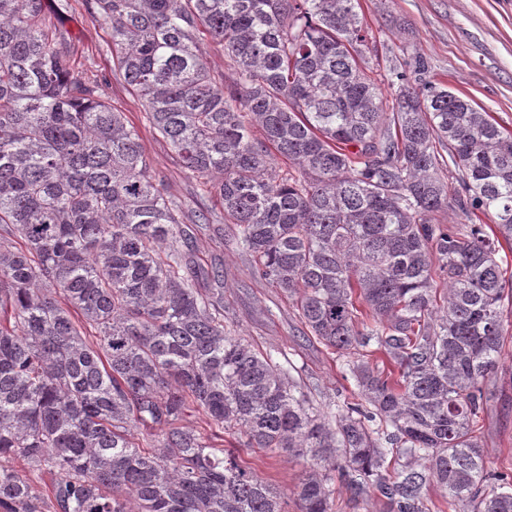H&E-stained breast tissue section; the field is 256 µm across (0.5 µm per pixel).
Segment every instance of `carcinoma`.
Masks as SVG:
<instances>
[{
    "mask_svg": "<svg viewBox=\"0 0 512 512\" xmlns=\"http://www.w3.org/2000/svg\"><path fill=\"white\" fill-rule=\"evenodd\" d=\"M93 2L152 133L307 334L358 355V393L315 408L235 335L223 271L51 21L64 4L0 0V512H285L244 452L311 457L299 512H330L333 472L383 512H431L432 484L512 512L477 435L512 298V131L421 60L386 109L360 0ZM447 208L465 223H435ZM200 47L214 75L230 73V60L224 57V46L214 41L208 34L201 36Z\"/></svg>",
    "mask_w": 512,
    "mask_h": 512,
    "instance_id": "1",
    "label": "carcinoma"
}]
</instances>
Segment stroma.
I'll return each mask as SVG.
<instances>
[{
    "instance_id": "1",
    "label": "stroma",
    "mask_w": 512,
    "mask_h": 512,
    "mask_svg": "<svg viewBox=\"0 0 512 512\" xmlns=\"http://www.w3.org/2000/svg\"><path fill=\"white\" fill-rule=\"evenodd\" d=\"M61 24L72 33L73 57L95 80L101 97L125 113L137 128L152 170L167 192L189 213L207 214L194 241L197 256L224 272V314L262 352L300 382L319 408L338 394L355 390L344 357L307 338L295 306L277 288L257 277L234 225L196 178L178 163L170 145L153 135L139 98L112 62L111 34L89 0H68ZM380 57L408 70L414 57L428 64V80L472 98L512 129V0H360ZM490 400L480 426L487 469L512 463V330L508 331L498 373L488 386ZM264 480L281 494L285 512H298L297 485L311 461L302 456L269 455L255 461Z\"/></svg>"
}]
</instances>
